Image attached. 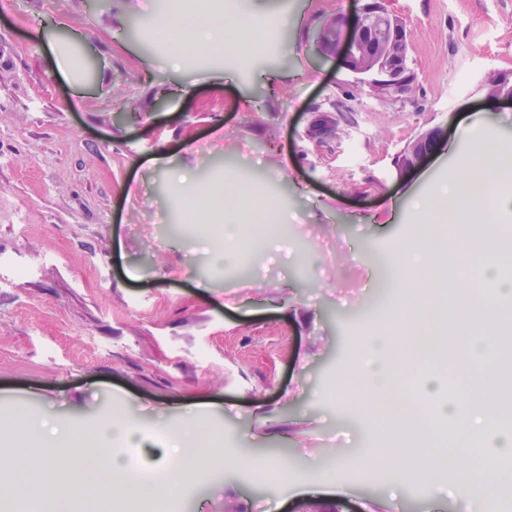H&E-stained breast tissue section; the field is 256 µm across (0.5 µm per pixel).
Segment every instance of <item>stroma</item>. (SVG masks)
<instances>
[{
  "label": "stroma",
  "mask_w": 512,
  "mask_h": 512,
  "mask_svg": "<svg viewBox=\"0 0 512 512\" xmlns=\"http://www.w3.org/2000/svg\"><path fill=\"white\" fill-rule=\"evenodd\" d=\"M44 2L0 0V410L90 433L124 409L146 461L167 427L220 433L228 456H287L270 484L230 470L180 512H294L327 491L355 512H481L431 501L422 469L362 465L372 417L331 391L361 355L387 262L422 225L458 218L434 194L471 150L460 122L483 116L486 149L512 160V106L480 90L512 70V0H390L418 78L405 105L317 55L322 21H350L358 0H229L224 15L265 18L241 38L268 50L177 60L160 29L127 33L152 0H54L49 16ZM347 91L355 123L315 147L312 108ZM428 127L441 143L397 178L393 157ZM239 183L295 235L215 267L171 229L189 196Z\"/></svg>",
  "instance_id": "35a3bbf8"
}]
</instances>
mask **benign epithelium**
<instances>
[{"instance_id":"1","label":"benign epithelium","mask_w":512,"mask_h":512,"mask_svg":"<svg viewBox=\"0 0 512 512\" xmlns=\"http://www.w3.org/2000/svg\"><path fill=\"white\" fill-rule=\"evenodd\" d=\"M318 47L325 53L338 49L342 68L353 83L367 88L370 95L397 102L410 83L404 63L410 57L409 33L403 19L389 8V0H363L346 30L336 21L320 25ZM484 100L512 105V75L489 72L483 80ZM339 126L329 113L316 115L305 130L306 138L319 145L336 137ZM442 130L422 129L394 156L396 175L403 178L422 167L438 145Z\"/></svg>"}]
</instances>
